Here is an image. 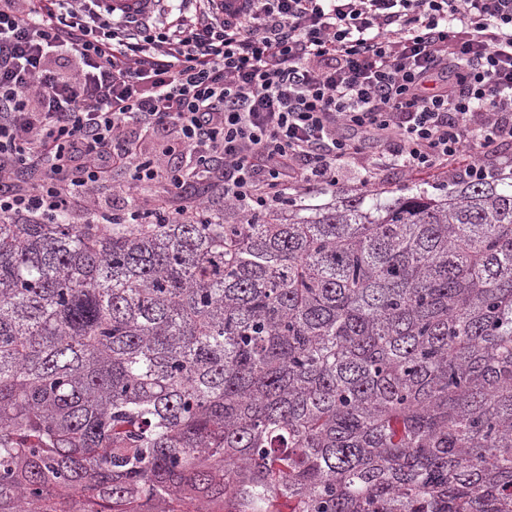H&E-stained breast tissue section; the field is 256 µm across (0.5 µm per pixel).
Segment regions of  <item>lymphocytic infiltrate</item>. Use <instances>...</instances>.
<instances>
[{
  "instance_id": "1",
  "label": "lymphocytic infiltrate",
  "mask_w": 512,
  "mask_h": 512,
  "mask_svg": "<svg viewBox=\"0 0 512 512\" xmlns=\"http://www.w3.org/2000/svg\"><path fill=\"white\" fill-rule=\"evenodd\" d=\"M178 0L158 25L96 0H0V219L111 223L112 170L156 192L148 213L201 181L244 215L290 188L334 186L364 145L381 167L451 169L477 182L512 167V0ZM80 60L72 75L50 58ZM164 138L163 165L140 145Z\"/></svg>"
}]
</instances>
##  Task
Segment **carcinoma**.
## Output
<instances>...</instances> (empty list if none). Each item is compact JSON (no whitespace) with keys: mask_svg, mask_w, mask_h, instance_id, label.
I'll return each mask as SVG.
<instances>
[{"mask_svg":"<svg viewBox=\"0 0 512 512\" xmlns=\"http://www.w3.org/2000/svg\"><path fill=\"white\" fill-rule=\"evenodd\" d=\"M512 512V176L229 224L0 220V512Z\"/></svg>","mask_w":512,"mask_h":512,"instance_id":"obj_1","label":"carcinoma"}]
</instances>
